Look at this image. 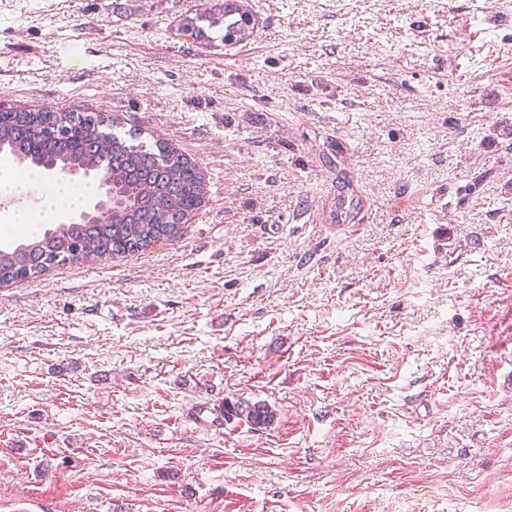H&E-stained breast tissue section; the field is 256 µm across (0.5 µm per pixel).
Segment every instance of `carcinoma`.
<instances>
[{
    "mask_svg": "<svg viewBox=\"0 0 512 512\" xmlns=\"http://www.w3.org/2000/svg\"><path fill=\"white\" fill-rule=\"evenodd\" d=\"M211 33L191 19L182 23L190 39L226 45L254 32L251 13L240 0H218L199 12ZM19 164L94 177L98 200L68 224L13 249H0V285L35 278L55 264L92 254L100 260L132 253L177 235L204 201L198 166L156 139L130 138L109 131L105 116L94 112L0 111V153ZM359 201L354 191L336 196L332 220L353 219ZM243 419L255 430L270 427L275 411L263 402L224 401V420Z\"/></svg>",
    "mask_w": 512,
    "mask_h": 512,
    "instance_id": "carcinoma-1",
    "label": "carcinoma"
}]
</instances>
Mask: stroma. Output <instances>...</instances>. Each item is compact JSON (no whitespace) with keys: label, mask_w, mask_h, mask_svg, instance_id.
<instances>
[{"label":"stroma","mask_w":512,"mask_h":512,"mask_svg":"<svg viewBox=\"0 0 512 512\" xmlns=\"http://www.w3.org/2000/svg\"><path fill=\"white\" fill-rule=\"evenodd\" d=\"M203 4L0 0V109L205 189L0 288V512H512V0H247L229 46L182 36ZM355 196L354 191L352 189L350 190L349 187H346V190L342 189L336 196V206L334 207L331 217L335 223H340V219L343 221L342 223L347 221V219H353L357 213L356 209L359 210L360 208L358 207L359 201ZM244 419L255 430L270 427L275 420V411L263 401L251 402L237 399L235 402L224 401V420Z\"/></svg>","instance_id":"obj_1"}]
</instances>
